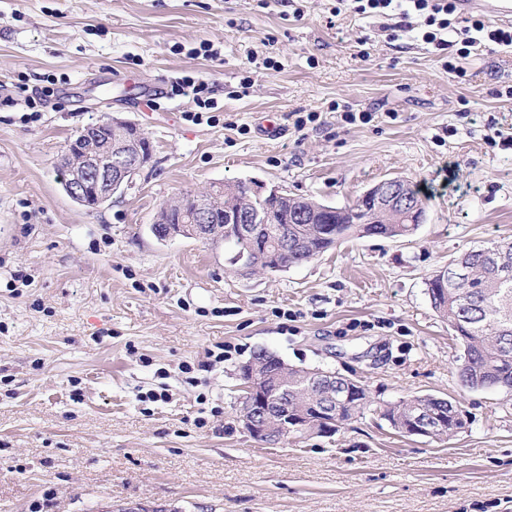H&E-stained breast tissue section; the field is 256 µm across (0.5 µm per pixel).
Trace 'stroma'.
<instances>
[{
	"label": "stroma",
	"instance_id": "stroma-1",
	"mask_svg": "<svg viewBox=\"0 0 512 512\" xmlns=\"http://www.w3.org/2000/svg\"><path fill=\"white\" fill-rule=\"evenodd\" d=\"M298 5L297 19L288 0H0V512H512V392L462 389L427 291L450 258L512 241V49L472 47L456 79L413 36L387 41L381 18ZM197 74L215 122L170 93ZM112 116L152 158L88 210L56 163ZM249 179L338 208L406 179L429 201L409 237L347 238L274 273L235 272L220 241L152 234L161 206ZM264 350L381 403L458 402L465 426L406 436L370 408L261 445L239 368Z\"/></svg>",
	"mask_w": 512,
	"mask_h": 512
}]
</instances>
